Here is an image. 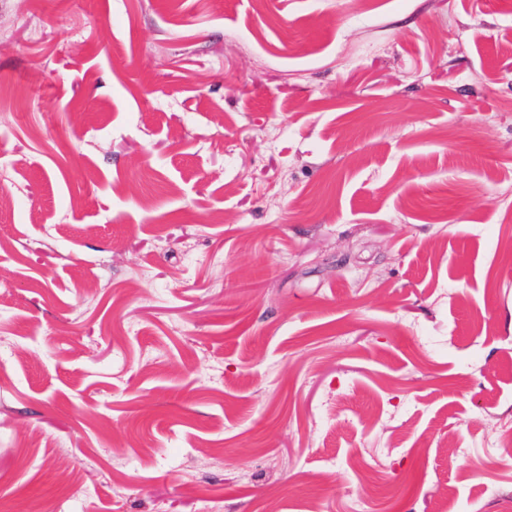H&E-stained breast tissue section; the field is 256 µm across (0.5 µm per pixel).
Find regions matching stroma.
<instances>
[{"label":"stroma","mask_w":512,"mask_h":512,"mask_svg":"<svg viewBox=\"0 0 512 512\" xmlns=\"http://www.w3.org/2000/svg\"><path fill=\"white\" fill-rule=\"evenodd\" d=\"M0 505L512 512L498 0H0Z\"/></svg>","instance_id":"1"}]
</instances>
